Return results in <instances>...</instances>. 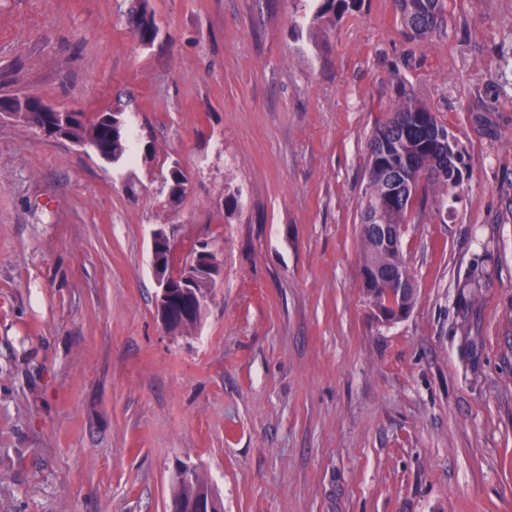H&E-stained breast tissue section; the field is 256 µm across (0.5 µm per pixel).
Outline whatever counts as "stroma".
<instances>
[{
    "mask_svg": "<svg viewBox=\"0 0 512 512\" xmlns=\"http://www.w3.org/2000/svg\"><path fill=\"white\" fill-rule=\"evenodd\" d=\"M0 0V100L139 136L118 164L0 120V512H170L180 465L224 512H512V0H395L295 31L298 0ZM413 90L462 152L445 217L403 225L416 300L362 288L369 136ZM189 178L172 203L162 173ZM221 278L164 329L149 255ZM149 0H136L128 10V24L137 40L143 45H153L159 35L154 11ZM396 4L401 23L414 38H426L444 23V0H396Z\"/></svg>",
    "mask_w": 512,
    "mask_h": 512,
    "instance_id": "obj_1",
    "label": "stroma"
}]
</instances>
